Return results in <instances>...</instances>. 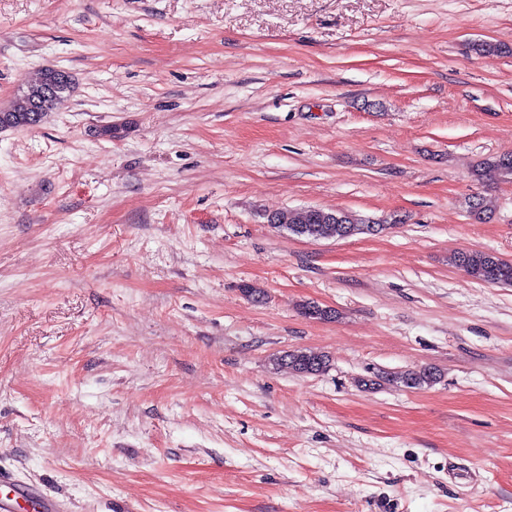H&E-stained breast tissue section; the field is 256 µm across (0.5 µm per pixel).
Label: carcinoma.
<instances>
[{"instance_id": "obj_1", "label": "carcinoma", "mask_w": 512, "mask_h": 512, "mask_svg": "<svg viewBox=\"0 0 512 512\" xmlns=\"http://www.w3.org/2000/svg\"><path fill=\"white\" fill-rule=\"evenodd\" d=\"M75 80L70 72L55 67H42L28 78L9 105L0 108V129H28L40 125L52 112L60 109L72 95ZM475 180L493 178L512 182V152L491 156L480 162L472 172ZM470 219L482 223L489 219L485 199L474 196L468 201ZM267 223L296 236L313 240L344 239L358 234H378L387 225L366 220L350 211H326L316 207L282 210L266 216ZM453 263L479 281L512 285V262L485 251L459 252ZM306 317L331 321L336 311L308 303L302 306ZM274 363L301 375L325 371L329 359L322 353L307 350L285 351ZM403 386L422 389L435 385L440 374L433 368L406 371L396 376Z\"/></svg>"}]
</instances>
